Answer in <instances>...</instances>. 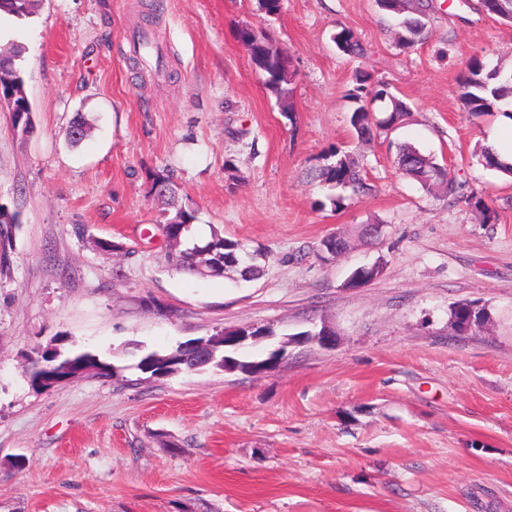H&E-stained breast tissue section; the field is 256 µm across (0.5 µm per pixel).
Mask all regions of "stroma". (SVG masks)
<instances>
[{"label": "stroma", "mask_w": 512, "mask_h": 512, "mask_svg": "<svg viewBox=\"0 0 512 512\" xmlns=\"http://www.w3.org/2000/svg\"><path fill=\"white\" fill-rule=\"evenodd\" d=\"M151 2L37 0L0 19V41L24 48L35 123L21 137L0 109V206L16 216L0 274V512H512V175L481 157L506 115H469L458 91L471 57L512 69V23L478 0H433L428 38L403 51L375 0H284L276 18L257 0H163L158 76L131 59ZM245 26L283 50L292 118L239 41ZM340 26L364 57L337 49ZM360 70L410 107L361 144L348 97ZM79 113L92 129L74 146ZM404 143L443 158L494 219L403 175ZM335 148L370 186L337 207L314 176ZM169 170L199 228L264 253L260 278L170 266L151 191ZM334 234L348 249L320 258ZM377 262L376 279L348 287ZM460 304L480 326L454 327ZM246 326L274 329L248 352L285 347L280 366L136 368ZM325 326L335 346L314 340ZM48 349L117 371L37 392L28 361Z\"/></svg>", "instance_id": "35a3bbf8"}]
</instances>
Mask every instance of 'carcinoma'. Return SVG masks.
Returning <instances> with one entry per match:
<instances>
[{"mask_svg": "<svg viewBox=\"0 0 512 512\" xmlns=\"http://www.w3.org/2000/svg\"><path fill=\"white\" fill-rule=\"evenodd\" d=\"M35 0H0V11L22 19L32 15ZM379 11L389 21V29L394 32L396 45L402 50L413 48L424 39L427 33L430 16L433 11L432 0H375ZM483 9L492 15L512 22V0H481ZM238 39L248 49L255 68L263 75L266 86L275 94L284 117L292 118L290 102L291 82L288 65L276 42L263 32H256L250 27H242L238 31ZM336 47L352 57H362L365 48L354 32L342 27L333 35ZM7 58L0 60V92L9 94L24 87L23 71L20 65L22 47L11 44L7 48ZM356 85L349 93L354 103L350 115V126L356 139L369 140L375 136L387 134V130L399 125L409 114L404 101L394 95L387 84L380 82L370 84V76L360 72L355 77ZM461 98L467 112L480 115L493 111L498 102L512 98V73L503 74L499 64L486 57L470 58L460 82ZM386 103L387 116L378 120L366 111V102ZM14 131L27 136L34 130L33 113L28 98L19 96L15 99V109L11 113ZM334 161L319 169L321 180L331 187L349 188L355 195H365L370 191L360 169L350 155L334 149L330 152ZM397 164L409 177L415 179L424 190L439 185L455 195L462 185L449 174L431 154H425L414 146L403 144L398 147ZM152 192L162 205L166 233L173 240H180L171 253V264L175 270L191 275L200 274L204 266L212 276L224 273V260L239 254L245 246L238 241L224 238L221 232L213 229L204 240L196 239L194 221L196 211L182 202L180 186L170 173H156L152 176ZM16 224L14 216L4 212L0 207V273L7 271L10 254L14 246ZM260 252L250 253L247 263L237 267L244 280L258 278L261 267L256 263ZM380 272V264L375 263L356 269L347 285L359 288L375 279ZM455 323L461 328H469L477 322L476 315L467 305H460L452 312ZM209 349H199L192 343H183L167 354L149 352L137 364V368L150 375H168L182 371H194L209 364V355L224 357L236 362L241 367L253 363L248 353L233 347L224 346V331L220 330L206 338ZM76 370H86L90 374L106 377L112 373V364L100 359L92 352H81L64 358L51 351L45 352L41 358L32 361L27 369L31 386L45 389L55 385L62 378L71 376Z\"/></svg>", "mask_w": 512, "mask_h": 512, "instance_id": "carcinoma-1", "label": "carcinoma"}]
</instances>
